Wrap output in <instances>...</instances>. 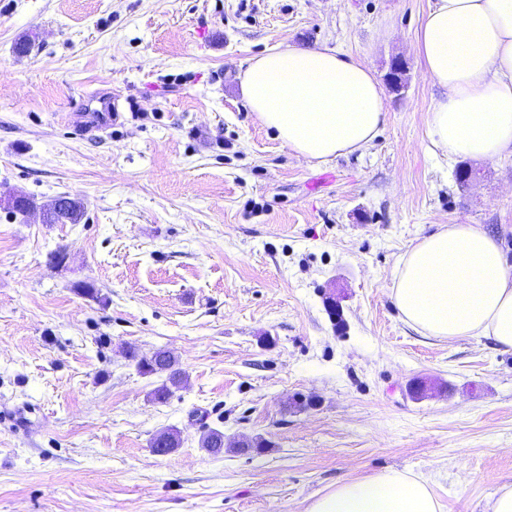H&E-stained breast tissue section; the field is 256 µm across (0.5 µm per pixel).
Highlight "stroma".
<instances>
[{
    "label": "stroma",
    "instance_id": "stroma-1",
    "mask_svg": "<svg viewBox=\"0 0 512 512\" xmlns=\"http://www.w3.org/2000/svg\"><path fill=\"white\" fill-rule=\"evenodd\" d=\"M432 2L0 0V188L35 204L0 207V512H305L389 469L488 512L512 486V351L421 335L391 296L442 224L485 225L512 269V156L448 160L427 136ZM299 47L375 71L368 149L313 164L250 110L248 59ZM105 98L111 128L74 133ZM60 195L81 223H45ZM130 348L177 357L167 403ZM167 428L180 446L156 454ZM208 428L266 446L214 456Z\"/></svg>",
    "mask_w": 512,
    "mask_h": 512
}]
</instances>
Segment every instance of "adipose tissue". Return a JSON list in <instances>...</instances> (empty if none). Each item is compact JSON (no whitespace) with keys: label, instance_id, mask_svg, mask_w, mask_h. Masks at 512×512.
<instances>
[{"label":"adipose tissue","instance_id":"1","mask_svg":"<svg viewBox=\"0 0 512 512\" xmlns=\"http://www.w3.org/2000/svg\"><path fill=\"white\" fill-rule=\"evenodd\" d=\"M415 48L443 96L431 144L447 158L512 155V0H434ZM241 90L278 139L325 163L369 147L385 109L373 71L333 50H271L249 60ZM404 320L427 336L484 337L512 350V271L484 225L451 224L405 254L392 288ZM306 512H441L424 477L390 469L345 481Z\"/></svg>","mask_w":512,"mask_h":512}]
</instances>
